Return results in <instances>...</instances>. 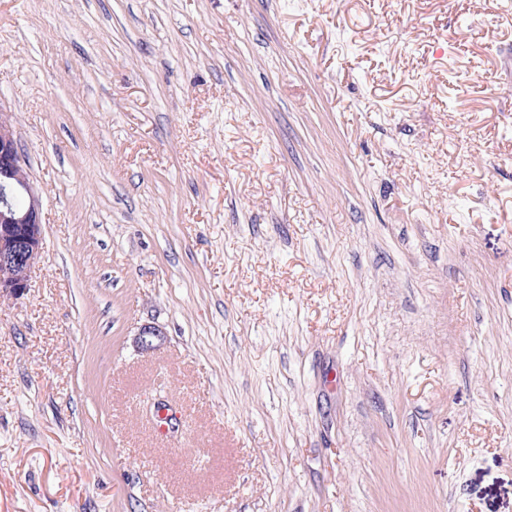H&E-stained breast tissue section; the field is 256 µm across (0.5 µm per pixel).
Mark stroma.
I'll return each mask as SVG.
<instances>
[{
  "label": "stroma",
  "instance_id": "1",
  "mask_svg": "<svg viewBox=\"0 0 512 512\" xmlns=\"http://www.w3.org/2000/svg\"><path fill=\"white\" fill-rule=\"evenodd\" d=\"M0 110V512H512V0H0ZM0 112L1 298L26 291L43 238L39 195L29 180L12 124L7 114ZM17 199L19 205L23 200L24 204L18 206Z\"/></svg>",
  "mask_w": 512,
  "mask_h": 512
}]
</instances>
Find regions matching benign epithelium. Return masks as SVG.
Returning a JSON list of instances; mask_svg holds the SVG:
<instances>
[{"mask_svg":"<svg viewBox=\"0 0 512 512\" xmlns=\"http://www.w3.org/2000/svg\"><path fill=\"white\" fill-rule=\"evenodd\" d=\"M24 204H16L17 199ZM43 248L40 199L30 182L12 124L0 113V297L23 294ZM163 332L145 327L136 342L143 350L157 347Z\"/></svg>","mask_w":512,"mask_h":512,"instance_id":"benign-epithelium-1","label":"benign epithelium"}]
</instances>
